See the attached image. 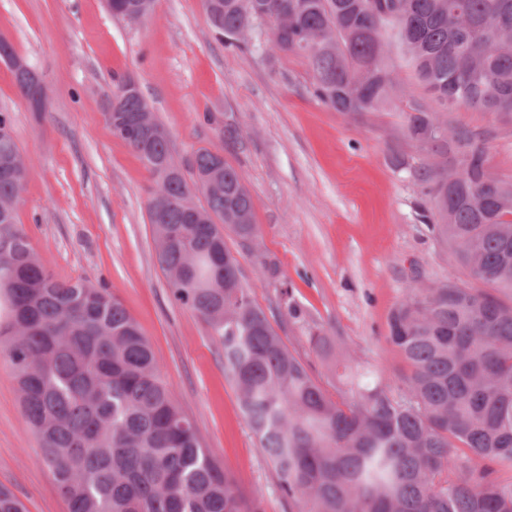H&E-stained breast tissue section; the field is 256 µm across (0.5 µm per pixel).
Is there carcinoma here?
Here are the masks:
<instances>
[{
	"label": "carcinoma",
	"mask_w": 512,
	"mask_h": 512,
	"mask_svg": "<svg viewBox=\"0 0 512 512\" xmlns=\"http://www.w3.org/2000/svg\"><path fill=\"white\" fill-rule=\"evenodd\" d=\"M226 47L288 10L275 48L303 57L311 95L348 117L392 100L384 64L398 45L431 99L404 112L408 138L433 157L408 167L424 188L423 220L466 279L410 287L391 312L387 343L407 369L393 382L336 360V394L290 350L253 299L230 227L257 239L253 200L224 163L205 186L214 152L190 174L170 139L135 128L148 101L113 81L108 125L143 161L162 207L148 204L173 300L219 339L245 422L274 464L294 512H512V181L491 170L485 139L454 125L466 107L512 121V0H203ZM12 117L0 112V200L18 203L28 172ZM202 197L203 219L186 201ZM484 284L482 288L472 283ZM0 356L13 367L23 417L68 512H261L234 474L203 448L163 381L148 338L109 289L58 281L16 222L0 212ZM477 457L486 465L476 470ZM0 512H24L0 487Z\"/></svg>",
	"instance_id": "obj_1"
}]
</instances>
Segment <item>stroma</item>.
<instances>
[{"instance_id": "35a3bbf8", "label": "stroma", "mask_w": 512, "mask_h": 512, "mask_svg": "<svg viewBox=\"0 0 512 512\" xmlns=\"http://www.w3.org/2000/svg\"><path fill=\"white\" fill-rule=\"evenodd\" d=\"M0 35L53 97L49 112H30L0 63V111L11 113L29 164L18 224L57 280L87 278L120 299L204 448L259 497L263 512H289L224 372L219 340L171 298L148 220L154 183L113 136L104 93L114 79L133 78L183 167L206 147L236 169L259 227L255 245L240 252L243 273L317 379L330 381L331 361L308 342L316 330L351 365L392 378L405 368L385 339L393 308L408 287L463 274L419 217L423 187L393 165L397 156L414 165L430 160L404 130L407 102L425 96L413 69L392 50L385 62L397 81L393 105L352 119L310 95L303 58L272 55L266 43L225 47L202 0H155L137 24L111 16L103 0H0ZM448 118L483 133L493 171L512 181V122L463 107ZM291 302L300 319L288 317ZM37 454L14 371L0 358V486L26 512H68Z\"/></svg>"}]
</instances>
